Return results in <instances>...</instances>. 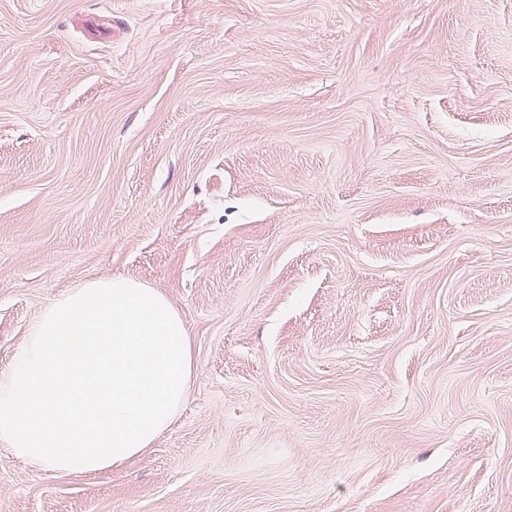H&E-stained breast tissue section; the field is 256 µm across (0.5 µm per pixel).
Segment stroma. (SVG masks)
<instances>
[{
	"mask_svg": "<svg viewBox=\"0 0 512 512\" xmlns=\"http://www.w3.org/2000/svg\"><path fill=\"white\" fill-rule=\"evenodd\" d=\"M115 275L190 397L0 512H512V0H0V376Z\"/></svg>",
	"mask_w": 512,
	"mask_h": 512,
	"instance_id": "obj_1",
	"label": "stroma"
}]
</instances>
